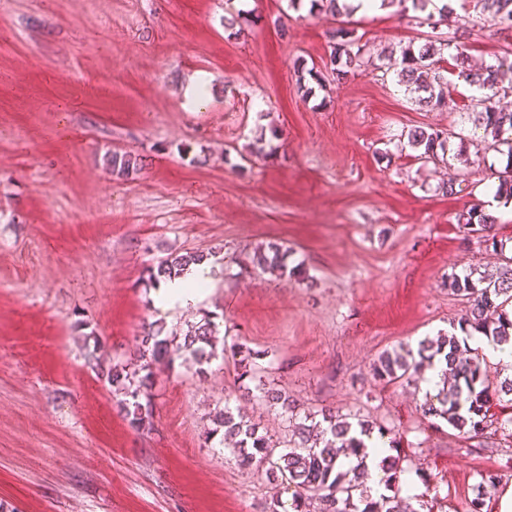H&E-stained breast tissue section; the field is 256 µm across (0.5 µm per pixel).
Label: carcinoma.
I'll list each match as a JSON object with an SVG mask.
<instances>
[{
	"label": "carcinoma",
	"mask_w": 512,
	"mask_h": 512,
	"mask_svg": "<svg viewBox=\"0 0 512 512\" xmlns=\"http://www.w3.org/2000/svg\"><path fill=\"white\" fill-rule=\"evenodd\" d=\"M432 0H388V5L400 7V12L413 10L422 25L438 13L446 21L455 14L446 3L436 11L429 10ZM321 6L331 16L350 14L355 6L339 0H311V7ZM468 5L479 19L500 29H512V0H468ZM473 35L467 21L448 25V32L433 33L422 42H410L400 50L395 64L397 85L410 94L412 105L431 112L445 106L448 94L447 69L458 72L466 84L474 89L466 104L465 114L477 129L494 139L493 146L507 147L511 162L496 174L497 184L493 197L512 201V112L497 105V98L512 94V48L508 47L485 65L474 68L462 46ZM330 63L325 71L314 67H301L299 88L309 95L314 81L325 87L327 77L339 83L349 73L364 64L360 38L348 27H338L331 35ZM449 133L432 127H419L408 133V144L417 151L416 159L424 164L448 163ZM105 162L113 174L127 177L138 170L139 158L131 153L112 152ZM457 223L464 232L477 237L486 246L499 251L495 273L472 280V274L455 278L449 289L466 303L459 321L465 336L439 335L418 341L417 350L399 349L384 351L373 361L375 377L386 384L416 383L424 367L436 363L441 366L440 382L435 394H426L421 406L422 415L439 419L452 429L477 436L490 418V409L503 400L512 402V377L491 382L487 374V361L471 357L467 337L474 333L485 336L495 344L512 343V255L499 248L494 223L489 215L476 206L457 214ZM213 253L192 251L174 255L150 271L149 281L160 282L181 277L193 265L207 262ZM253 266L264 271L294 275L298 267L287 268L279 250L257 248L251 259ZM224 316L207 313L188 328L182 341L174 342L166 334L164 323L156 321L149 326L139 346L140 364L129 371L127 365L115 363L106 373V379L122 398L118 405L130 427L137 432L153 429L152 389L155 368L174 363L182 353L192 357L196 364H208L220 356L224 365L233 367V385L249 389L255 383L256 401L275 409L285 417L287 429L284 436L274 441L243 415H234L229 403L212 415V432H223L224 442L231 445L232 454L239 468L263 472L274 484L276 492L266 503L265 512H418L413 507L415 496L402 494L396 486L402 471L399 444L392 442L390 454L381 461L384 492L372 497L364 480L368 476L366 441L378 432L385 437L383 427H374L369 421L355 422L330 408H302L288 391L266 386L258 378L261 367L257 359L261 352L243 350L235 341L217 349L219 321ZM350 460L345 467L344 460ZM501 476L488 472L481 476L477 496L471 501V512H481L484 497L497 489ZM291 493V502L282 500V494Z\"/></svg>",
	"instance_id": "obj_1"
}]
</instances>
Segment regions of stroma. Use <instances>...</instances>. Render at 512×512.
Wrapping results in <instances>:
<instances>
[{"label":"stroma","instance_id":"1","mask_svg":"<svg viewBox=\"0 0 512 512\" xmlns=\"http://www.w3.org/2000/svg\"><path fill=\"white\" fill-rule=\"evenodd\" d=\"M371 57L426 32L393 9L352 16ZM335 23L308 0H0V505L6 512H262L271 490L230 461L211 413L240 410L271 438L278 412L232 397L231 373L188 356L158 369L154 428L134 431L101 370L133 363L156 320L180 333L208 312L262 352L267 384L302 407L328 405L389 427L419 483L420 512H470L480 474L502 468L512 434L495 406L465 438L419 410L425 390L386 385V350L458 332L448 288L493 272L498 257L456 216L489 206L512 249V210L489 205L506 159L452 139L448 167L422 165L410 129L461 126L469 89L416 110L394 74L364 65L309 97L299 65L324 69ZM205 84L204 101L186 90ZM265 139L254 165L242 153ZM138 154L126 178L106 152ZM480 160L469 192L442 195ZM276 245L302 278L249 263ZM220 248L211 288L162 311L148 268L169 254Z\"/></svg>","mask_w":512,"mask_h":512}]
</instances>
